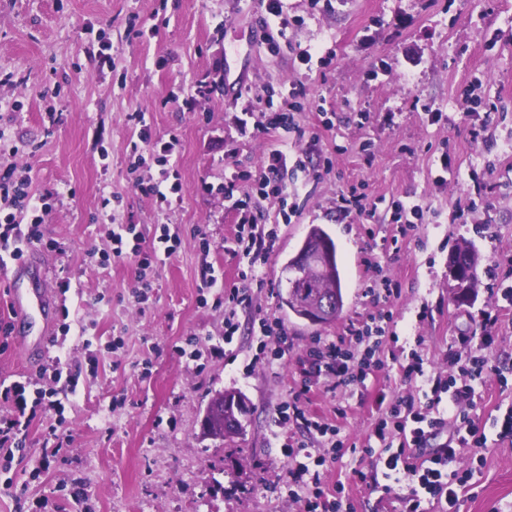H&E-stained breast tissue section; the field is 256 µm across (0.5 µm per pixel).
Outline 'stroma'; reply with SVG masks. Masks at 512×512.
Here are the masks:
<instances>
[{
  "label": "stroma",
  "mask_w": 512,
  "mask_h": 512,
  "mask_svg": "<svg viewBox=\"0 0 512 512\" xmlns=\"http://www.w3.org/2000/svg\"><path fill=\"white\" fill-rule=\"evenodd\" d=\"M283 10L281 35L265 26L263 0H0V174L31 175L34 193L52 195L43 241L28 253L47 262L49 288L65 293L54 333L66 341L48 355L77 378L75 391L57 394L63 412L48 411L26 439L41 447L56 427L65 455L36 477L23 460L0 471V512H298L273 433L295 431L276 428V411L306 379L314 340L336 338L370 310L369 280L398 286L389 302L398 340L385 348V368L353 393L322 382L309 394L310 414L339 420L360 444L378 420V393L421 387L401 376L416 339L428 371L447 373L450 346L479 335L492 290L512 277V0H284ZM309 47L320 59L307 68L297 54ZM103 49L112 63L102 67ZM292 84L302 90L293 129L261 131L266 97L289 110L280 92ZM155 142L172 143L181 184L164 203L137 185L150 176L137 157ZM274 149L288 153L280 186L295 211L282 225L277 203L255 209L257 223L278 224L279 242L240 314L233 353L210 358L224 308L202 302L201 285L211 275L239 285L247 260L235 249L243 213L234 203L251 194ZM303 153L306 165L296 167ZM443 155L453 172L439 186ZM354 194L362 209L345 205ZM397 201L422 208L399 240ZM114 223L136 225L149 268L134 256L103 260ZM160 224L180 231L172 255L154 249ZM313 225L336 243L345 294L341 318L328 325L289 317L281 303L285 264ZM53 241L64 252L50 249ZM467 242L480 255L478 285L460 302L448 263ZM14 266H0L7 385L30 378L5 331ZM258 314L288 330L280 365L252 360ZM116 337L124 340L117 351ZM190 337L203 357L188 364L175 348ZM225 390L250 401L245 432L202 437L207 404ZM355 468L370 462L344 457L326 486L343 482L356 512H394L402 487L384 494L355 481ZM75 484L86 499L71 496ZM459 512H512V445H490Z\"/></svg>",
  "instance_id": "1"
}]
</instances>
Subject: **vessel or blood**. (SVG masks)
I'll use <instances>...</instances> for the list:
<instances>
[{
	"label": "vessel or blood",
	"mask_w": 512,
	"mask_h": 512,
	"mask_svg": "<svg viewBox=\"0 0 512 512\" xmlns=\"http://www.w3.org/2000/svg\"><path fill=\"white\" fill-rule=\"evenodd\" d=\"M46 268L43 264L24 262L19 266L18 275L9 280V301L16 315L15 331L24 334L32 320L41 323L38 340L24 342L25 361L35 367L41 366L52 343L53 310L55 299L46 288Z\"/></svg>",
	"instance_id": "obj_1"
}]
</instances>
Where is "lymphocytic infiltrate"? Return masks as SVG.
<instances>
[{
    "label": "lymphocytic infiltrate",
    "instance_id": "obj_1",
    "mask_svg": "<svg viewBox=\"0 0 512 512\" xmlns=\"http://www.w3.org/2000/svg\"><path fill=\"white\" fill-rule=\"evenodd\" d=\"M287 168V155L282 150L271 151L268 163L248 197L249 203L259 204L275 199L279 207H286L281 198L279 183ZM31 180L23 176L0 177V253L11 259H21L28 244L40 241V226L47 211L45 196L30 191ZM276 228L256 224L254 217H243L236 228L235 239L248 259V267L241 275L239 286L227 289L216 277L206 278V293L222 299L225 306L224 338L210 345L207 353L212 358L225 355L237 330V311L249 306V290L260 281L262 269L277 242ZM396 293L389 281L382 280L368 286L366 295L372 312L350 323L343 336L334 340L316 341L308 350L309 374L325 377L333 389L355 391L365 386L370 376L386 364L384 345L393 338V315L386 304ZM512 307V285H501L495 296L494 307L482 315L481 334L478 337H460L459 347L449 349L448 375L426 372L421 349L411 352L401 372L405 379L424 378L428 385L421 396L399 394L393 397L378 395L380 417L374 427L373 441L362 444L348 442L340 425L310 416L306 409L310 384L290 390L281 406L277 420L301 425L304 438H290L282 448L290 467L286 486L288 495L300 504L301 512H355V506L345 493L344 483L327 488L323 475L332 464L346 455H360L370 459L371 471L353 469L359 482L373 481L375 475L397 484H405L400 498V512H426L427 507L439 512H458L460 494L474 477L473 469H456L452 463L462 454L473 460L484 458L488 437L477 423V412L482 404L480 389L488 381L505 382L507 368L491 352L498 330L500 313ZM257 350L268 366L281 364L288 353V332L279 319L262 317L258 320ZM179 356L199 360L203 353L177 347ZM75 387L73 375L65 373L59 362L42 366L36 378L24 383H13L0 392V397L13 402L19 415L0 421V468L11 469L15 458H27L34 472L45 471L51 458L60 455V443L36 451L26 449L28 428L34 417L47 410L59 409L56 401L57 385ZM316 440L320 448L311 452L309 440Z\"/></svg>",
    "mask_w": 512,
    "mask_h": 512
}]
</instances>
